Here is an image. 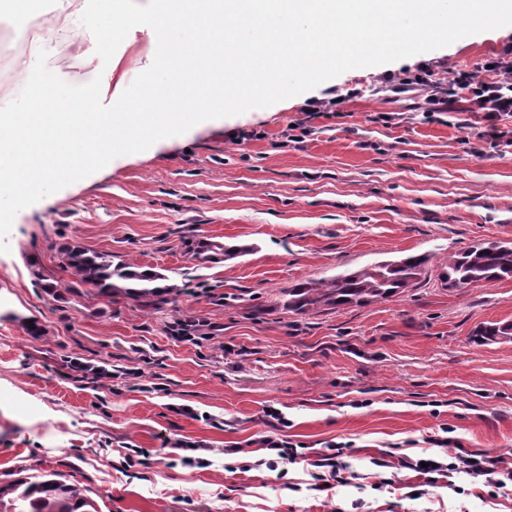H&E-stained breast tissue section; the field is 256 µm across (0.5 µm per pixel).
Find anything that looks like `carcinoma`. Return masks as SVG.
I'll list each match as a JSON object with an SVG mask.
<instances>
[{
  "label": "carcinoma",
  "instance_id": "carcinoma-1",
  "mask_svg": "<svg viewBox=\"0 0 512 512\" xmlns=\"http://www.w3.org/2000/svg\"><path fill=\"white\" fill-rule=\"evenodd\" d=\"M191 260L200 265L222 258L231 260L249 251L244 246L209 241L203 246L187 245ZM71 274L91 286L102 297L125 296L144 306L174 290L166 277L151 269L140 270L122 260L92 249L68 246L64 252ZM429 257L409 255L377 261L330 278L309 280L281 291L282 306L300 314H317L346 306H366L401 294L418 283L426 273ZM446 285L466 288L512 279V243L485 242L469 246L445 259ZM475 336L483 343L512 340V323L496 322L481 326ZM93 503L76 485L48 478L40 481L17 480L0 488V512H90Z\"/></svg>",
  "mask_w": 512,
  "mask_h": 512
}]
</instances>
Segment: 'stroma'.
I'll return each mask as SVG.
<instances>
[{
  "label": "stroma",
  "mask_w": 512,
  "mask_h": 512,
  "mask_svg": "<svg viewBox=\"0 0 512 512\" xmlns=\"http://www.w3.org/2000/svg\"><path fill=\"white\" fill-rule=\"evenodd\" d=\"M512 45V27L434 51L352 69L266 108L210 119L113 159L15 217L0 252V486L54 473L83 486L97 512H512V493L456 476L426 485L399 457L512 454V340L472 334L512 322V281L451 288L442 260L484 240L512 241V154L425 118L387 75L435 78L480 67ZM155 50L134 31L102 75L104 104ZM359 89L339 114L311 102ZM312 134L288 142L291 124ZM242 130L261 136L237 142ZM243 245L196 266L185 238ZM70 242L167 276L174 291L145 309L76 284ZM427 254L417 285L389 301L299 316L283 288L367 264ZM52 283L55 293L44 290ZM223 295L218 305L200 286ZM204 322L196 346L171 334ZM38 322L42 335L27 332ZM105 377L93 374V367ZM304 451L283 469L234 443L271 434L267 409ZM208 447V466L176 464L174 441ZM348 446V483L310 487L328 443ZM151 450L147 464L129 465Z\"/></svg>",
  "instance_id": "stroma-1"
}]
</instances>
